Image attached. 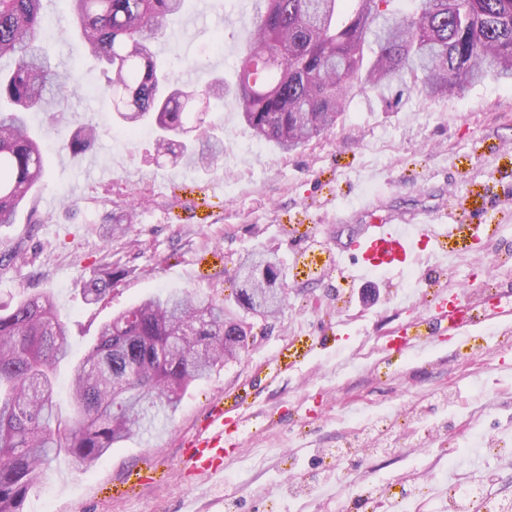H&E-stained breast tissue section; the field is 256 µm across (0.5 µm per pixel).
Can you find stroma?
<instances>
[{
  "instance_id": "35a3bbf8",
  "label": "stroma",
  "mask_w": 512,
  "mask_h": 512,
  "mask_svg": "<svg viewBox=\"0 0 512 512\" xmlns=\"http://www.w3.org/2000/svg\"><path fill=\"white\" fill-rule=\"evenodd\" d=\"M241 0H188L181 21L155 42L176 86L200 88L216 75L233 84L253 18ZM51 64L80 85L63 115H31L47 153L45 184L32 202L39 224L0 225V303L53 292L71 331L72 351L55 397L68 400L75 363L101 324L145 297L171 289L223 303L250 323L253 340L236 361L189 387L179 411L152 435L112 448L81 471L56 457L27 492L22 512H342L350 487L369 492L360 512H397L403 492L420 490L407 512H448L450 483H482L488 497L512 500V327L490 346L442 335L420 359L386 349L425 314L435 285L472 297L512 293V87L488 79L433 98L393 82L353 98L335 127L290 153L256 141L235 94L212 98L210 120L224 125V158L199 172L157 156L154 132L136 139L99 92L102 65L72 33L64 0H46ZM96 127L93 147L74 154L61 142ZM378 214L448 209L461 225L443 259L419 257L417 280L378 275L380 296L364 300L360 280L336 262V233L360 221V197ZM77 202L76 213L63 208ZM134 210L126 234L108 216ZM278 261L288 299L276 321L237 308L230 276L241 258ZM111 274L96 302L81 288ZM216 412L252 417L261 435L223 470H184L186 443ZM371 413L386 420L371 433ZM501 441V458L479 455L470 435ZM355 442L357 456L340 455Z\"/></svg>"
}]
</instances>
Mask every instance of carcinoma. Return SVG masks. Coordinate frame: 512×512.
<instances>
[{"instance_id": "1", "label": "carcinoma", "mask_w": 512, "mask_h": 512, "mask_svg": "<svg viewBox=\"0 0 512 512\" xmlns=\"http://www.w3.org/2000/svg\"><path fill=\"white\" fill-rule=\"evenodd\" d=\"M43 0H0V225L17 223L45 177V154L28 113L64 111L79 85L52 68ZM80 37L108 65L103 92L130 130L151 124L158 153L207 169L224 156V129L198 124L190 92L168 89L153 42L185 0H67ZM254 39L240 58L237 95L252 136L290 153L331 130L357 90L407 76L428 96H452L487 77L512 82V0H263ZM85 125L67 142L76 153L96 138ZM111 278L92 276L84 293L104 297ZM238 305L275 317L287 299L278 263L263 253L240 260L231 277ZM241 322L193 292L151 295L104 323L76 367L72 414L54 399L55 371L71 353L68 325L52 293L0 305V512H22L29 487L61 453L80 470L112 447L151 431L179 409L188 387L247 343Z\"/></svg>"}]
</instances>
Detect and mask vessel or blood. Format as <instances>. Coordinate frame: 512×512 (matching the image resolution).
<instances>
[{
    "label": "vessel or blood",
    "instance_id": "vessel-or-blood-1",
    "mask_svg": "<svg viewBox=\"0 0 512 512\" xmlns=\"http://www.w3.org/2000/svg\"><path fill=\"white\" fill-rule=\"evenodd\" d=\"M363 214L370 221L357 225L352 238L337 242V257H353L361 272L400 271L410 266L422 249L423 242L449 238L448 214L443 210H417L410 215L377 214L373 204H366ZM433 314L412 321V335L406 336L403 352L413 353L433 347L439 332L449 330L467 334L471 327L493 324L512 315V298L488 296L476 311L457 315L448 307L446 290L434 291L431 298ZM224 458V416H212L192 440L184 457L185 468L195 475L217 473Z\"/></svg>",
    "mask_w": 512,
    "mask_h": 512
}]
</instances>
